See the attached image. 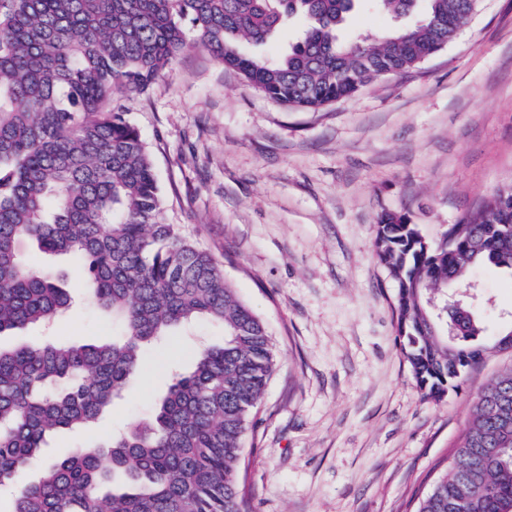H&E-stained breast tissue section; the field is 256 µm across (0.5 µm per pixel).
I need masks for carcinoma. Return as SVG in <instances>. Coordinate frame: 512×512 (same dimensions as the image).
Listing matches in <instances>:
<instances>
[{
    "label": "carcinoma",
    "instance_id": "obj_1",
    "mask_svg": "<svg viewBox=\"0 0 512 512\" xmlns=\"http://www.w3.org/2000/svg\"><path fill=\"white\" fill-rule=\"evenodd\" d=\"M356 0H0V334L51 323L71 304L53 271L21 251L81 264L85 297L116 320L110 341L26 340L0 347V512H249L241 462L277 357L264 321L208 253L170 224L137 128L108 106L141 93L188 37L274 101L319 110L386 75L403 77L457 37L466 0H371L413 24L379 41L344 43ZM300 16L301 38L271 59L266 43ZM512 183L427 241L386 214L373 248L395 283L402 353L426 398L460 387L489 354L480 315L448 310V288L472 270L512 271ZM218 326L222 343L190 350L151 416L94 448L77 446L23 473L47 438L98 424L176 329ZM512 509V368L474 402L446 471L416 512Z\"/></svg>",
    "mask_w": 512,
    "mask_h": 512
}]
</instances>
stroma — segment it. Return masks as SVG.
Listing matches in <instances>:
<instances>
[{
	"instance_id": "1",
	"label": "stroma",
	"mask_w": 512,
	"mask_h": 512,
	"mask_svg": "<svg viewBox=\"0 0 512 512\" xmlns=\"http://www.w3.org/2000/svg\"><path fill=\"white\" fill-rule=\"evenodd\" d=\"M393 25L357 0L340 37L377 39ZM114 104L150 149L168 222L214 256L276 345L244 440L251 512H415L512 350L471 367L443 400L424 398L371 242L385 214L439 240L512 182V0H480L457 39L411 74L318 111L284 107L194 45L145 93ZM22 250L56 267L72 296L48 339L112 338L76 261ZM472 279L491 342L512 329V273L481 266ZM219 338L199 323L171 337L169 351L147 352L148 374L131 379L96 427L52 439L45 459L148 416L168 387V362L190 369L194 341Z\"/></svg>"
}]
</instances>
